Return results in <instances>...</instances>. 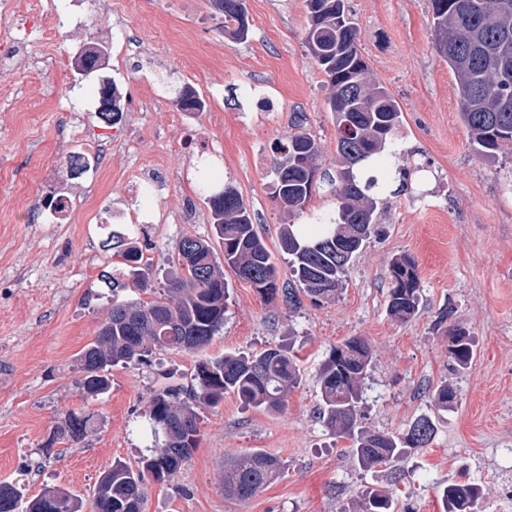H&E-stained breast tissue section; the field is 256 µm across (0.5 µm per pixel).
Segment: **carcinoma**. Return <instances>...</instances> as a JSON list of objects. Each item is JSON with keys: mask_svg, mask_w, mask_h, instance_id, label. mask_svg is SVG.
Listing matches in <instances>:
<instances>
[{"mask_svg": "<svg viewBox=\"0 0 512 512\" xmlns=\"http://www.w3.org/2000/svg\"><path fill=\"white\" fill-rule=\"evenodd\" d=\"M307 11L305 45L325 75L329 90L328 111L336 123V210L306 238L284 224L280 247L288 255L293 284L280 287L279 267L238 192L227 186L209 196L211 223L224 244V262H219L209 242L185 237L179 245L192 243L188 255L177 256L182 273L154 282L143 252L132 238L112 233L114 256L121 268L105 276L112 290L126 287L133 279L138 290L155 294L149 301L136 298L115 301L95 340L78 357L81 389L92 395L111 388L110 367L144 360L155 349L201 352L224 324L228 287L224 268L233 270L267 302L282 301L288 309L301 305L299 293L315 303L332 302L342 293L353 259L371 236L378 234L377 193L385 180L374 173V161L385 147L402 136L403 112L393 94L370 77L360 48V33L346 0H304ZM238 40L248 35L245 0H213ZM432 28L438 54L455 76L460 117L477 154L495 158L512 155V28L505 31L498 17L512 12V0H430ZM99 117H119L111 111L118 99L115 86L101 88ZM176 104L185 112H200L205 104L191 85L183 86ZM288 141L276 148L273 161V198L290 215H300L316 185L320 146L302 122L294 125ZM390 290L387 312L407 322L420 312L422 289L416 259L402 254L389 263ZM450 337L448 359L454 369L467 368L474 357L475 338L468 327L457 323L446 329ZM373 359L370 343L358 336L337 344L324 361L319 377L320 418L332 434L351 440V455L360 468H383L389 475L401 470L408 448L428 447L437 432L433 419L422 415L405 432L393 434L365 429L360 421L366 373ZM301 378L294 357L279 348L260 353L227 352L196 364V389L182 399L164 390L151 400L149 425L163 435L161 446L144 455L136 467L120 461L100 477L94 491L95 512H142L144 484H167L175 478L193 450L200 429L197 409L215 408L224 395L266 412H281L288 393ZM433 405L448 410L455 392L442 381L429 389ZM92 429L91 417L68 414L50 436L78 441ZM285 471L283 461L256 449L224 463V494L244 503L254 498ZM482 485L471 481L443 488L448 512H478ZM85 503L63 488H46L24 500L16 486L0 484V512H83ZM396 507L390 487L362 491L340 512H393Z\"/></svg>", "mask_w": 512, "mask_h": 512, "instance_id": "carcinoma-1", "label": "carcinoma"}]
</instances>
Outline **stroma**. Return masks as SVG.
<instances>
[{
    "label": "stroma",
    "instance_id": "35a3bbf8",
    "mask_svg": "<svg viewBox=\"0 0 512 512\" xmlns=\"http://www.w3.org/2000/svg\"><path fill=\"white\" fill-rule=\"evenodd\" d=\"M373 78L397 99L404 135L383 156L388 181L419 163L424 178L382 194L381 235L350 266L342 295L296 311L269 304L225 270L229 299L224 325L206 353H258L281 346L295 355L301 381L281 413L245 406L229 394L201 408L200 442L177 478L146 483L144 512H339L358 492L392 485L395 512H444L440 489L478 481L482 512H497L494 470L512 468V157L495 162L473 150L460 119L455 78L437 53L429 0H348ZM249 35L232 38L211 0H99L95 20L68 30L58 68L0 76V482L36 497L59 486L91 500L113 461L136 465L153 444L147 423L153 396L168 385H195L196 354L155 350L147 361L113 366L112 387L92 397L79 387L78 355L91 343L113 299L138 298L135 286L112 292L113 232L136 239L157 275L177 266L185 237L214 238L200 185L232 186L275 260L282 225L311 224L336 208V124L326 105L324 75L308 54L304 0H245ZM108 32L106 58L87 76L74 56ZM122 95L123 119L104 126L83 109L82 92L102 83ZM192 85L201 112L175 105ZM303 122L321 147L317 189L303 214L291 216L271 196L273 146ZM197 135L222 160L197 156L174 142ZM91 159L97 187H88L57 150ZM154 168L151 203L127 190L133 171ZM50 168L55 179L30 186ZM400 181V180H399ZM78 204L62 223L47 220L59 193ZM413 255L424 297L407 322L386 311L388 265ZM469 327L476 354L453 370L448 338L437 324L445 306ZM360 336L373 347L361 422L398 433L417 416L437 419L432 444L411 450L405 475L360 469L350 442L319 418V369L331 348ZM448 382L452 408L436 410L428 390ZM93 415L92 433L49 443L65 414ZM261 449L279 456L285 473L248 502L224 495V461Z\"/></svg>",
    "mask_w": 512,
    "mask_h": 512
}]
</instances>
